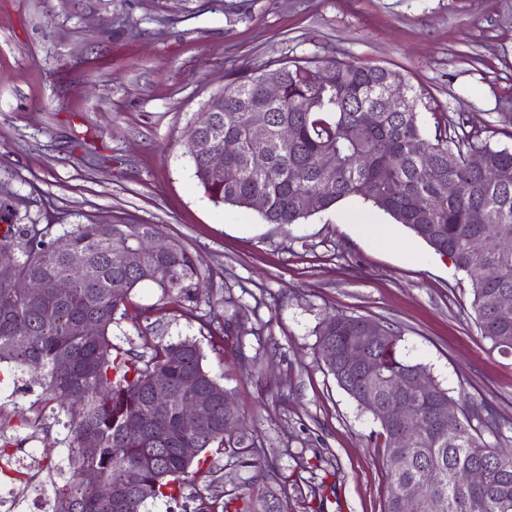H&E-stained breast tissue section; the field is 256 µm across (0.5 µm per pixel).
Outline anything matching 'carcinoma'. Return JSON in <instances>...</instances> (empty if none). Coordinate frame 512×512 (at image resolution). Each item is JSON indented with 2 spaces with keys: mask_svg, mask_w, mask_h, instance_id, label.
I'll return each instance as SVG.
<instances>
[{
  "mask_svg": "<svg viewBox=\"0 0 512 512\" xmlns=\"http://www.w3.org/2000/svg\"><path fill=\"white\" fill-rule=\"evenodd\" d=\"M330 70L327 82L321 72ZM270 76L282 79L285 94L269 101L263 84ZM399 73L380 66H366L347 59L326 61L295 59L264 69L241 71L224 85V111L220 134L207 135L188 129L186 144L194 175L215 204L249 208L254 196L267 199L261 217L277 228L298 224L327 211L346 198H361L407 227L436 253L453 256L454 266L466 273L472 286L471 307L481 338L489 349L512 355V310L497 306L498 297L512 294V253H502L493 242L473 256L469 240L489 237L497 225L512 234V150L491 146L481 131L468 127L460 114L442 125L429 138L422 129L419 104L422 94L406 85L407 105L389 109L383 100L387 81ZM373 109L374 128L364 140L353 135L362 111ZM264 117L270 131L258 143L251 127ZM283 128L293 135L283 140ZM226 139L238 143L239 151L224 157V165L238 172L232 181L209 169L207 157ZM422 145L428 155L415 153ZM256 150L266 152L268 165L257 171L248 165ZM456 163L448 166V153ZM474 152L483 154V167L470 165ZM319 155L322 165L310 159ZM456 194L448 196V182ZM430 208L421 214L418 207ZM163 232L160 224H71L51 236L36 224H9L0 235V266L11 279H37L48 289L38 299L19 295L10 279L0 280V364L13 372L26 369L40 373L43 396L38 403L50 414L65 416L67 448L63 464L55 468L53 493L57 512H146L149 501L181 497L182 485L193 464H205L206 453L224 446V390L220 379L204 364L205 355L195 338L159 342L150 353L123 351L112 344V326L131 293L143 284L159 288L162 298L192 310L206 281L187 248L170 241L163 254L145 255L131 272L115 267L111 255L135 244V237ZM83 253L88 262L86 280L69 297L57 299L49 285L62 276L65 255L56 250L58 240ZM92 318L97 335L86 338L81 323ZM369 318L336 313L319 322L318 352L326 346L343 353L363 335ZM239 311L224 316V327L212 335L220 342L244 328ZM391 341L373 347L375 365L349 377L329 367L337 385L365 413L379 423L385 455L399 452L404 468L386 474L384 512H397L406 487L432 467L440 475L431 491V512H512V448L488 443L484 433H496L499 418L485 402L470 400L457 417L441 415V404L450 400L439 383L416 396V441L394 449L399 425L391 419L387 395L395 378L415 363L398 347L400 334L388 322L381 323ZM167 382L172 404L163 415L152 407V380ZM194 376L200 390L214 397L212 420L193 425L181 416L184 381ZM371 394L375 403L365 401ZM142 431H128L131 422ZM9 421H0V457L11 455L14 436ZM98 443V456L91 460L81 452L85 439ZM183 448H197L194 457ZM475 464L488 467L486 481L477 487L461 486L457 474ZM134 471L139 483L149 488L147 496L125 484Z\"/></svg>",
  "mask_w": 512,
  "mask_h": 512,
  "instance_id": "obj_1",
  "label": "carcinoma"
}]
</instances>
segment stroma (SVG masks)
<instances>
[{"label":"stroma","mask_w":512,"mask_h":512,"mask_svg":"<svg viewBox=\"0 0 512 512\" xmlns=\"http://www.w3.org/2000/svg\"><path fill=\"white\" fill-rule=\"evenodd\" d=\"M352 59L404 74L482 139L512 148L497 114L512 103V0H0V218L8 224H160L214 284L186 312L137 288L112 342L135 353L194 337L222 376L269 467L214 453L178 500L148 512H196L272 494L291 512L326 472L320 512H383L380 427L328 374L314 330L343 312L393 324L409 359L455 400L489 402L510 428L512 357L489 349L472 287L445 257L370 203L349 198L287 227L215 205L194 176L185 133L233 73L294 59ZM411 241L424 258L359 235L355 218ZM240 335L210 340L233 306ZM33 372L0 379V415L27 417ZM67 431L50 418L17 442L60 462Z\"/></svg>","instance_id":"1"}]
</instances>
